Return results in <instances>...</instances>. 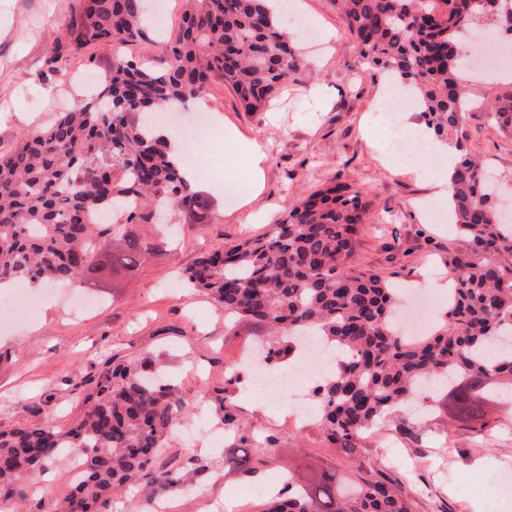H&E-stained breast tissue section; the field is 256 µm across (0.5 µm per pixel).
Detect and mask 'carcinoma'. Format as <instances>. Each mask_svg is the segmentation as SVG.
I'll return each instance as SVG.
<instances>
[{
  "label": "carcinoma",
  "instance_id": "obj_1",
  "mask_svg": "<svg viewBox=\"0 0 512 512\" xmlns=\"http://www.w3.org/2000/svg\"><path fill=\"white\" fill-rule=\"evenodd\" d=\"M65 40H55L49 69L95 45L124 47L149 39L147 0H79ZM181 23L167 29L153 59L121 57L97 92L46 128L22 134L0 156V281L77 283L97 237L112 235V264L133 269L157 245L133 226L154 223L156 201L203 216L204 196L189 185L167 144L146 132L140 115L183 105L219 78L245 110L263 107L289 79L309 77L293 40L266 0H182ZM356 38L362 64L412 94L421 123L457 151L451 174L452 226L470 249L450 253L453 294L439 322L409 337L393 324L397 291L377 273L353 268L356 232L370 201L346 183L290 205L264 233L201 254L186 284L224 309V319L265 326L264 359L293 352L285 340L320 332L343 351L336 373L317 380L319 426L336 455L359 462L354 480L325 469L282 481L263 512H414L405 484L378 466L364 467L365 430L391 420L418 396L421 380L445 379L448 409L475 432L490 426L498 395L512 389V222L492 202L497 192L474 150L459 138L470 76L461 63L463 34L483 18L512 31V9L499 0H333ZM512 128V94L494 106ZM68 430L21 425L0 432V512L27 499L17 471L44 468L63 449L82 453V476L53 512H97L112 496L150 477L153 492H185L206 470L157 466L167 436L190 403L153 354L112 357L83 398ZM230 442L224 469L252 475L282 451L274 434L259 437L218 400Z\"/></svg>",
  "mask_w": 512,
  "mask_h": 512
}]
</instances>
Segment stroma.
Returning <instances> with one entry per match:
<instances>
[{
    "label": "stroma",
    "instance_id": "35a3bbf8",
    "mask_svg": "<svg viewBox=\"0 0 512 512\" xmlns=\"http://www.w3.org/2000/svg\"><path fill=\"white\" fill-rule=\"evenodd\" d=\"M300 13L316 20L318 32H334L328 48L317 52L298 37L314 77L286 81L267 106L245 111L221 80L208 94L191 102L179 125L197 130L188 143L210 178L196 188L210 205L203 223L174 212L168 224H140L142 239L160 250L130 272H111L108 240H100L79 289L94 301L92 310L74 313L64 287L47 296L32 294L31 310L10 328L0 329V431L21 424L73 426L83 413V398L106 358L153 353L166 365L183 395L191 401L189 423L195 432L186 441L181 431L167 439L160 460L175 465L196 458L206 464L200 476L206 500L191 494L154 495L143 485L121 492L101 512H219L232 502L238 512H262L259 488L273 485L279 471L308 474L337 468L353 478L354 467L328 448L319 427H303L291 414L297 402L290 393L268 398L265 408L252 404L245 383L226 389L225 368L238 363L251 337L263 326L224 325V313L204 293L188 288L179 274L204 252L262 234L299 196L343 182L364 191L371 217L355 245L354 268L381 275L395 287L420 288L444 274L449 254L468 249L465 238L447 224L422 217L420 203L430 192L421 173L385 169L377 148L387 142L388 121L373 111L382 91L379 79L361 64L359 48L332 0H292ZM79 0H0V154L9 152L25 131L50 126L58 113L75 106L70 93L75 74L101 77L116 62L112 46L92 49L91 59L69 61L49 71L46 60L53 41L63 35ZM512 91V76L491 83L474 82L461 135L485 166L512 185V130L492 118L489 102ZM221 114L228 127L213 124ZM256 141L266 153L265 190L245 213L224 194L227 180L245 182L247 171L226 166V153L240 140ZM228 393L239 415L261 432L286 443L260 473L225 475L224 448L214 445L213 396ZM431 413L419 409L396 414L387 439L365 433L366 462L381 466L415 491V512H512V498L496 494L498 482L512 478V413L501 410V424L475 433L449 426L446 408L432 401ZM27 512L69 489L65 462L48 463L26 481Z\"/></svg>",
    "mask_w": 512,
    "mask_h": 512
}]
</instances>
